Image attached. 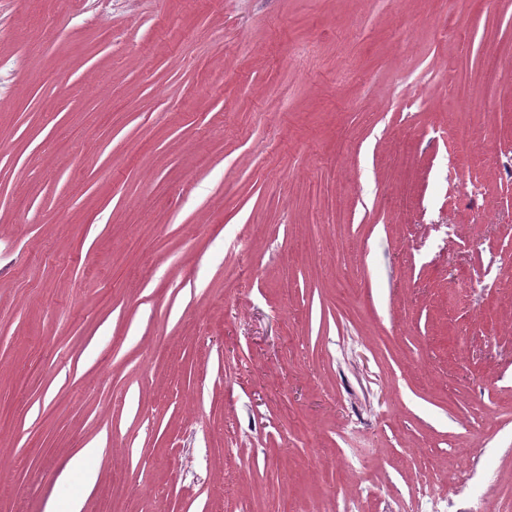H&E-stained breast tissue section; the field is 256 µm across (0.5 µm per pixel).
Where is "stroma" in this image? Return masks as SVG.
<instances>
[{
  "instance_id": "stroma-1",
  "label": "stroma",
  "mask_w": 512,
  "mask_h": 512,
  "mask_svg": "<svg viewBox=\"0 0 512 512\" xmlns=\"http://www.w3.org/2000/svg\"><path fill=\"white\" fill-rule=\"evenodd\" d=\"M0 137V512H512V0H0Z\"/></svg>"
}]
</instances>
